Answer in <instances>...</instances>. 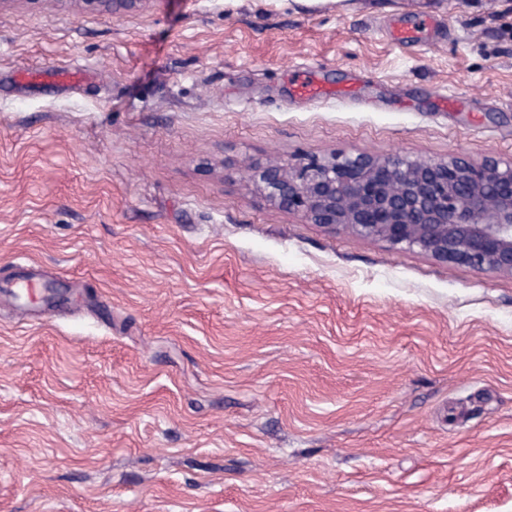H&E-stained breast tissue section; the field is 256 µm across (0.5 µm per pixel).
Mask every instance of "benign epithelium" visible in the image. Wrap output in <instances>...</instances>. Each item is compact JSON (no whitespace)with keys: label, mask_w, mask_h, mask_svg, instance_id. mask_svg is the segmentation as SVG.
Wrapping results in <instances>:
<instances>
[{"label":"benign epithelium","mask_w":512,"mask_h":512,"mask_svg":"<svg viewBox=\"0 0 512 512\" xmlns=\"http://www.w3.org/2000/svg\"><path fill=\"white\" fill-rule=\"evenodd\" d=\"M79 2L114 13L142 0ZM249 180L271 205L334 233L512 275V161L334 154L256 163Z\"/></svg>","instance_id":"obj_1"}]
</instances>
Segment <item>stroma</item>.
Masks as SVG:
<instances>
[{
	"label": "stroma",
	"instance_id": "stroma-1",
	"mask_svg": "<svg viewBox=\"0 0 512 512\" xmlns=\"http://www.w3.org/2000/svg\"><path fill=\"white\" fill-rule=\"evenodd\" d=\"M335 153L512 160V0L0 6V512H512V276L243 182ZM435 26L433 19L420 15V22L408 30H396L393 32V40L398 43L409 41H418L419 43H428L426 33ZM296 94L306 100H315L333 94V90L326 88L315 76L314 68L302 65L295 69ZM83 72L76 67L71 69L45 68L35 73H30L29 78L39 81L44 85L71 84L82 78Z\"/></svg>",
	"mask_w": 512,
	"mask_h": 512
}]
</instances>
